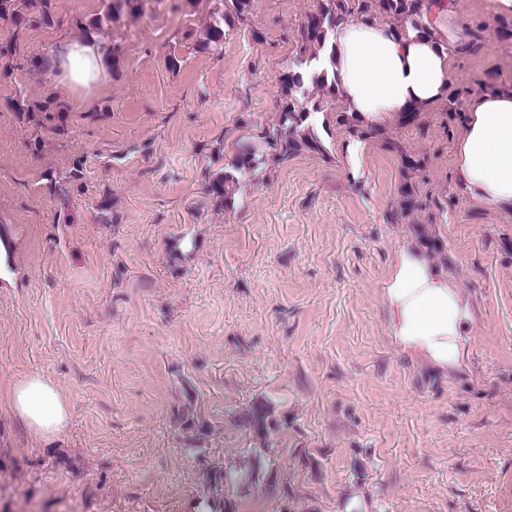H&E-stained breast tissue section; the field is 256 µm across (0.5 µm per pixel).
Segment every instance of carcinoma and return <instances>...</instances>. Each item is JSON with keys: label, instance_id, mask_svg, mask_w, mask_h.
I'll list each match as a JSON object with an SVG mask.
<instances>
[{"label": "carcinoma", "instance_id": "obj_1", "mask_svg": "<svg viewBox=\"0 0 512 512\" xmlns=\"http://www.w3.org/2000/svg\"><path fill=\"white\" fill-rule=\"evenodd\" d=\"M434 5L435 0H319L317 9L308 14L300 26L299 58L295 67L288 69L279 79L282 102L278 124L241 144L230 169L208 179L207 191L228 207L230 201L226 186L236 181L235 174H247L270 162L286 161L302 150H321L322 144L315 134L312 119L318 107L305 104V87L311 83L328 88L332 94L337 93L336 80L324 71L311 69V63L319 55L335 51L333 34L340 23L353 16L366 21L386 18L395 26L409 20L421 35L428 36L430 31L422 23V18ZM252 7L253 0H224V14L205 30L200 46L204 49L219 46L224 41V24L235 16L240 19L247 16ZM1 16L11 18L20 30L54 24L49 0H0ZM337 119L348 127L350 135L358 139L366 140L378 135L377 127L362 124L346 111L340 112ZM417 192L416 185L412 183L402 185V211L410 212L415 208ZM251 480L252 471L244 467L224 469L226 486L246 484Z\"/></svg>", "mask_w": 512, "mask_h": 512}]
</instances>
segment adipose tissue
<instances>
[{
  "instance_id": "obj_1",
  "label": "adipose tissue",
  "mask_w": 512,
  "mask_h": 512,
  "mask_svg": "<svg viewBox=\"0 0 512 512\" xmlns=\"http://www.w3.org/2000/svg\"><path fill=\"white\" fill-rule=\"evenodd\" d=\"M424 22L430 35L347 19L333 37L334 54L319 56L313 66L335 76L347 111L367 124H383L415 105L437 104L448 96L451 51L463 31L448 7ZM109 61L92 36L62 41L47 59L54 78L85 96L107 80ZM454 166L457 185L472 203L512 210V91L482 92L469 100ZM379 293L386 331L398 349L445 375L467 371L476 321L472 302L418 242L406 241L394 252ZM8 398L37 436L65 431L68 402L46 378L27 377Z\"/></svg>"
}]
</instances>
